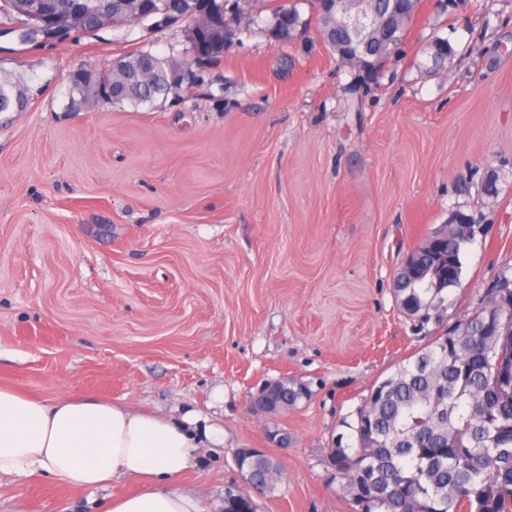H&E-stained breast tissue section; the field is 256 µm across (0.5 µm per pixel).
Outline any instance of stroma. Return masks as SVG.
Listing matches in <instances>:
<instances>
[{"instance_id": "35a3bbf8", "label": "stroma", "mask_w": 512, "mask_h": 512, "mask_svg": "<svg viewBox=\"0 0 512 512\" xmlns=\"http://www.w3.org/2000/svg\"><path fill=\"white\" fill-rule=\"evenodd\" d=\"M281 0L200 81L138 107L74 110L69 76L138 48L181 50L146 25L20 43L0 20V77L28 108L0 124V386L94 395L223 431L181 482L207 512L241 484L239 448L283 477L260 512H351L327 455L372 386L477 310L512 273V0H422L401 54L364 86L324 46L314 0L275 44ZM434 35L455 49L419 71ZM495 184L496 196L485 188ZM480 227L440 316H402L405 257L455 213ZM288 376L310 401L254 410ZM288 434L270 443L269 429ZM0 478V512H97L105 493Z\"/></svg>"}]
</instances>
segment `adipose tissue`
Returning a JSON list of instances; mask_svg holds the SVG:
<instances>
[{
    "label": "adipose tissue",
    "mask_w": 512,
    "mask_h": 512,
    "mask_svg": "<svg viewBox=\"0 0 512 512\" xmlns=\"http://www.w3.org/2000/svg\"><path fill=\"white\" fill-rule=\"evenodd\" d=\"M191 417L174 421L95 396L52 402L0 388V475H46L76 488L131 479L135 492L103 512H205L181 488L200 441Z\"/></svg>",
    "instance_id": "obj_1"
}]
</instances>
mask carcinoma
<instances>
[{"mask_svg":"<svg viewBox=\"0 0 512 512\" xmlns=\"http://www.w3.org/2000/svg\"><path fill=\"white\" fill-rule=\"evenodd\" d=\"M140 8L125 24H142L151 9L161 5L174 14L181 0H139ZM20 20L17 29L24 43L39 36L14 10V0H0V16ZM289 17L300 18L293 0L276 6L266 21L271 26ZM107 25L97 14L83 10L82 23L65 31L93 32ZM198 28L197 39L184 43L177 55L159 57L140 49L115 59L125 65L97 72L85 70L71 78L78 98L72 104L90 106L100 93L112 89L121 101L134 106L152 104L174 93L169 72L219 60L224 55V30L196 19L184 21ZM432 58L417 60L423 70L432 62L443 64L454 49L439 38ZM402 44L378 48L370 45L369 63L379 72ZM29 104L23 88L0 79V113L21 111ZM472 243L448 228L434 253L422 242L414 253L421 267L407 288L396 289V301H404L403 315L413 321L430 319L447 302L449 289L459 279L444 275L448 287L436 288L432 268L438 260L456 270L463 268L465 247ZM376 398L366 397L356 410L351 430L353 443L338 442L330 449L328 465L352 508V512H512V277L504 273L488 293L484 304L461 320L453 330L435 336L419 352L398 364L395 371L373 388ZM279 463L265 455L240 466L243 481L254 484L233 499L224 500V512H257L256 496L274 491Z\"/></svg>","mask_w":512,"mask_h":512,"instance_id":"1","label":"carcinoma"}]
</instances>
